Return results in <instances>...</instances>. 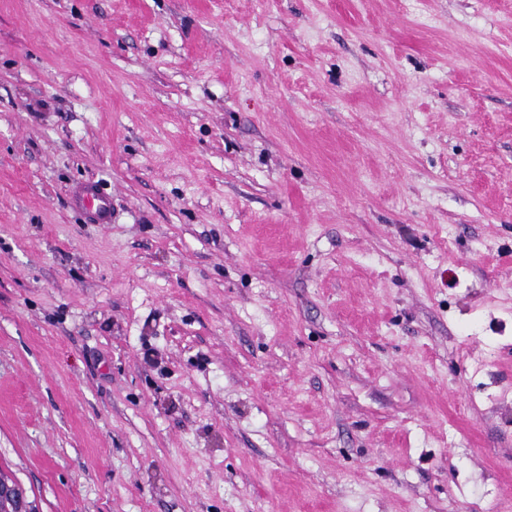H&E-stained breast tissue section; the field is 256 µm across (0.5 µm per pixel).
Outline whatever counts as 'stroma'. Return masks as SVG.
<instances>
[{
    "mask_svg": "<svg viewBox=\"0 0 512 512\" xmlns=\"http://www.w3.org/2000/svg\"><path fill=\"white\" fill-rule=\"evenodd\" d=\"M0 473L512 512V0H0ZM76 206L88 209L97 224H108L112 221V204L104 193L95 189L91 183L76 187L71 192Z\"/></svg>",
    "mask_w": 512,
    "mask_h": 512,
    "instance_id": "obj_1",
    "label": "stroma"
}]
</instances>
